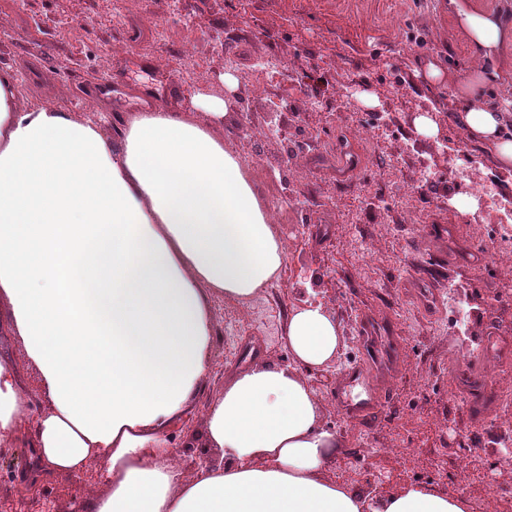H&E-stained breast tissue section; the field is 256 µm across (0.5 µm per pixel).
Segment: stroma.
<instances>
[{"label":"stroma","instance_id":"obj_1","mask_svg":"<svg viewBox=\"0 0 512 512\" xmlns=\"http://www.w3.org/2000/svg\"><path fill=\"white\" fill-rule=\"evenodd\" d=\"M470 3L497 16L507 35L494 60L504 85L486 95L497 105L512 91V0ZM125 13L165 23L167 40L133 46L121 22ZM1 16L10 21L13 39L0 43V70L34 78L21 101L101 122L115 142L140 111L134 95L114 88L88 108L77 94L117 68L150 84L157 107L170 112L191 109L202 92L227 95L230 116L217 134L233 146L247 120L262 121L275 102L285 105L286 135L259 139L249 150L263 197L290 182L299 191L278 227L288 246L278 279L281 301L252 309L226 297L213 299L217 329L209 370L192 405L167 427L179 463L187 466L208 454L205 406L233 375L254 359L288 364L286 312L301 290L316 286L340 326L342 365L360 359L354 336L363 314L395 323L408 355L391 403L367 428L349 421L331 400L333 383L321 379L319 369H303L322 403V423L339 444L328 475L361 491L379 474L398 484L432 483L426 471H403L398 455L409 452L445 461L452 477L444 492L466 497L467 479L458 472L453 443L463 441L471 458L488 468L494 462L493 431L460 422L441 440L421 435L420 427L427 418L442 426L458 411L448 397L449 376L468 371L491 334L512 337V320H497L484 299L486 285L501 278L498 260L472 276L456 263L446 239L419 225L456 223L461 213L449 199L484 182H495L512 198V172L476 153L455 120L458 93L472 78L474 62L448 0H181L177 14L170 13L168 0H0ZM188 46L194 51L190 66L183 61ZM228 57L238 59V66L225 67ZM260 58L276 59L277 68L257 74ZM428 61L444 69L443 82L424 81ZM228 73L236 80L231 94L224 87ZM366 92L377 106L364 103ZM423 113L435 116L446 151H437L418 131L414 119ZM380 116L387 124L380 145L367 153L354 180L338 183L334 150L342 129ZM462 166L470 170L469 182L452 175ZM385 225L390 234H382ZM364 246L381 258L368 273L360 258ZM426 275L433 276L440 296H447L449 285L459 287L469 313L466 334L455 327L453 303L433 312L416 303L410 284Z\"/></svg>","mask_w":512,"mask_h":512}]
</instances>
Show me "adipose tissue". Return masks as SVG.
<instances>
[{"instance_id":"ef3b65f1","label":"adipose tissue","mask_w":512,"mask_h":512,"mask_svg":"<svg viewBox=\"0 0 512 512\" xmlns=\"http://www.w3.org/2000/svg\"><path fill=\"white\" fill-rule=\"evenodd\" d=\"M450 3L479 62L459 122L512 171V114L483 101L498 24ZM227 107L203 94L191 114L143 112L114 143L56 107L22 106L0 72V310L50 400L29 417L19 370L0 363V447L31 426L48 471L106 461L107 490L86 492L82 512H469L425 483L372 502L327 477L338 441L299 372L341 345L320 306L289 311L288 366L255 364L208 403L204 437L225 464L192 474L166 452L207 372L211 298L250 302L286 260L248 167L214 132Z\"/></svg>"}]
</instances>
